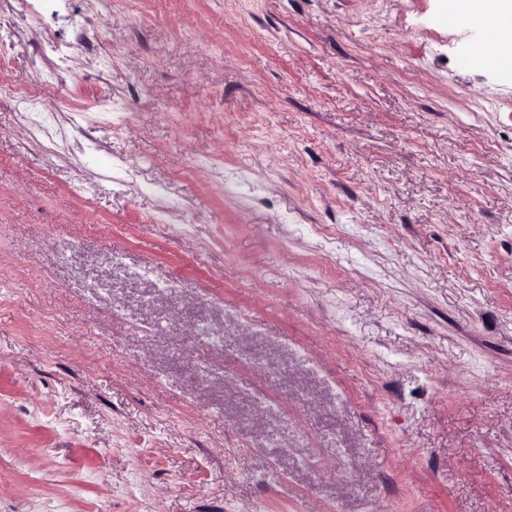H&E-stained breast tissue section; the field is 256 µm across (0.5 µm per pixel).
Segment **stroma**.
Instances as JSON below:
<instances>
[{"mask_svg":"<svg viewBox=\"0 0 512 512\" xmlns=\"http://www.w3.org/2000/svg\"><path fill=\"white\" fill-rule=\"evenodd\" d=\"M444 5L0 0V512H512V80Z\"/></svg>","mask_w":512,"mask_h":512,"instance_id":"stroma-1","label":"stroma"}]
</instances>
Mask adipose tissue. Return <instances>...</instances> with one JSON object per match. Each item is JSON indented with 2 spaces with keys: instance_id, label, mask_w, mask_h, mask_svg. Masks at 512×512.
I'll use <instances>...</instances> for the list:
<instances>
[{
  "instance_id": "ef3b65f1",
  "label": "adipose tissue",
  "mask_w": 512,
  "mask_h": 512,
  "mask_svg": "<svg viewBox=\"0 0 512 512\" xmlns=\"http://www.w3.org/2000/svg\"><path fill=\"white\" fill-rule=\"evenodd\" d=\"M448 26L470 24L483 39L473 51L477 64L512 76V0H447Z\"/></svg>"
}]
</instances>
